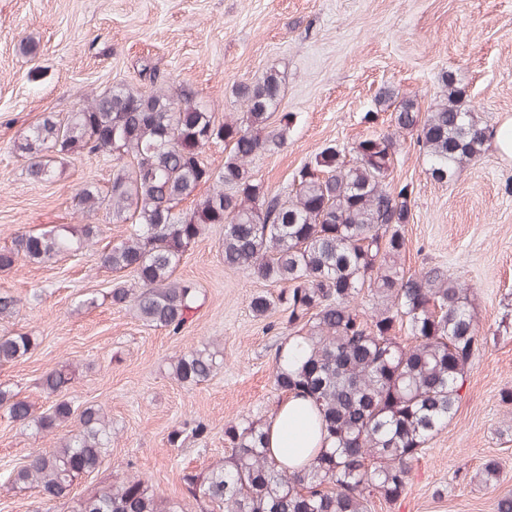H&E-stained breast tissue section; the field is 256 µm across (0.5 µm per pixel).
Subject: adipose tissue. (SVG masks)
<instances>
[{
	"instance_id": "adipose-tissue-1",
	"label": "adipose tissue",
	"mask_w": 512,
	"mask_h": 512,
	"mask_svg": "<svg viewBox=\"0 0 512 512\" xmlns=\"http://www.w3.org/2000/svg\"><path fill=\"white\" fill-rule=\"evenodd\" d=\"M311 404L300 397L287 396L269 420V446L278 460L298 458L306 461L313 448L320 445V433L314 429L309 411Z\"/></svg>"
}]
</instances>
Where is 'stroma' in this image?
Returning <instances> with one entry per match:
<instances>
[{
	"label": "stroma",
	"mask_w": 512,
	"mask_h": 512,
	"mask_svg": "<svg viewBox=\"0 0 512 512\" xmlns=\"http://www.w3.org/2000/svg\"><path fill=\"white\" fill-rule=\"evenodd\" d=\"M36 46L29 61L21 43ZM184 84L218 116H236L240 82L276 70L282 111L293 113L277 153L250 167L272 192L287 193L295 172L327 145L348 148L390 129V115H364L380 88L392 86L426 111L442 98L445 75L466 86L475 115L490 130L512 119V0H0V248L18 230L80 224L72 198L105 187L112 159L75 156L51 181L27 180L12 150L44 112H68L87 95L117 84L141 88L144 65ZM394 179L410 183L405 226L407 272L439 264L469 288L478 321V353L460 391L452 424L427 446L396 503L376 512H497L512 490V156L486 148L447 183L434 181L404 135ZM223 232L213 225L188 251L177 274L200 290L181 334L143 326L111 304L87 308L85 293L115 282L99 246L48 265L0 269V291L26 298L10 330L33 336V349L0 367L37 410L49 401L37 380L68 362L75 378L66 397L100 405L116 438L99 472L79 479L70 498L47 502L35 490H12L5 474L36 448L53 444L0 411V512H71L74 498L135 471L160 494L184 498L183 470L202 471L224 456V428L276 407L272 371L277 336L253 317L248 300L264 285L225 268ZM39 300H31L32 290ZM216 342L224 364L207 382L186 386L169 372L173 356ZM200 419L207 432L190 437ZM489 459L500 483L477 471Z\"/></svg>",
	"instance_id": "1"
}]
</instances>
